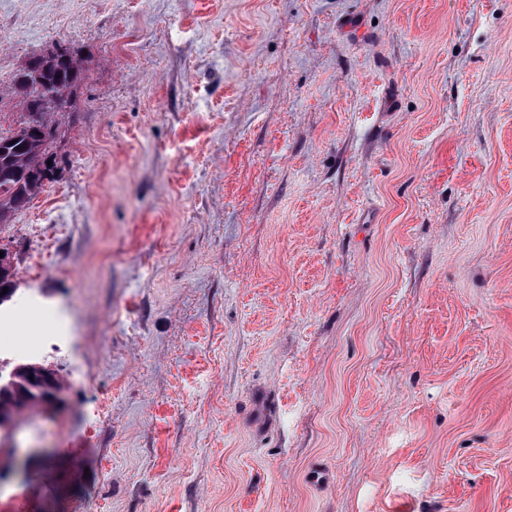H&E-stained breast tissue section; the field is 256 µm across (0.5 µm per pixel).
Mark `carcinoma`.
<instances>
[{
	"label": "carcinoma",
	"instance_id": "obj_1",
	"mask_svg": "<svg viewBox=\"0 0 512 512\" xmlns=\"http://www.w3.org/2000/svg\"><path fill=\"white\" fill-rule=\"evenodd\" d=\"M39 62L37 55L30 56L24 66L13 76L8 88L16 105L24 107L31 92L33 71L29 65ZM85 70L74 58L70 48L63 52L56 62L44 68L40 81L55 92L54 98H42L39 111L52 131L28 133L14 129L8 135L0 134V215L14 216L25 209L31 200L42 191L44 184L34 179V172L47 161H56L52 144L59 135L60 119L73 111L75 90L84 83ZM49 392L38 379L20 378L13 380L0 375V410L26 408V403L39 405L48 400Z\"/></svg>",
	"mask_w": 512,
	"mask_h": 512
}]
</instances>
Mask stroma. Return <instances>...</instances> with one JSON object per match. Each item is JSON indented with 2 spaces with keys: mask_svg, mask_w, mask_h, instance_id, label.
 Returning a JSON list of instances; mask_svg holds the SVG:
<instances>
[{
  "mask_svg": "<svg viewBox=\"0 0 512 512\" xmlns=\"http://www.w3.org/2000/svg\"><path fill=\"white\" fill-rule=\"evenodd\" d=\"M57 41L0 512H512V0H0V91ZM0 371V410H15L27 408L25 402H32L33 406L48 400L51 396L45 385L38 379L18 378L11 380ZM2 385V386H1ZM58 400L44 402L42 405H50ZM13 420V414L2 411L0 414V431L9 429Z\"/></svg>",
  "mask_w": 512,
  "mask_h": 512,
  "instance_id": "1",
  "label": "stroma"
}]
</instances>
